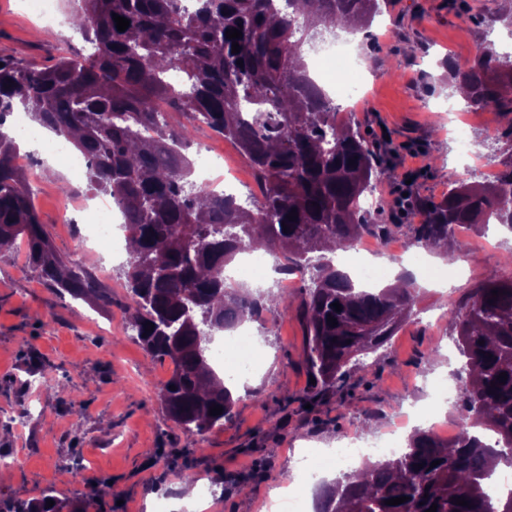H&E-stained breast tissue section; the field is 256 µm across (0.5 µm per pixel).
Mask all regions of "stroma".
Instances as JSON below:
<instances>
[{
	"mask_svg": "<svg viewBox=\"0 0 512 512\" xmlns=\"http://www.w3.org/2000/svg\"><path fill=\"white\" fill-rule=\"evenodd\" d=\"M0 0V55L52 63L87 47L79 30L60 31L78 0H55L56 22ZM382 12L353 44L362 75L361 98L345 120L364 131L380 162L376 195L384 210L371 221L389 225L388 243H414L419 211L397 208V193L437 201L450 184L481 183L477 170L460 173L451 136L459 119L442 105L453 96L450 65L467 66L503 24L487 25L486 0H380ZM45 157L24 173L57 253L86 269L100 294L75 298L46 285L27 264L25 248L0 252V451L18 460L0 480V497L27 501L45 490L82 512H156L177 500L186 477L223 476L215 504L205 512H264L267 500L289 484V452L336 448L357 432L385 431L411 403H426V380L457 385L463 359L449 324L427 325V313L446 301L466 304L473 289L505 271L512 231L472 225L456 243L454 262L435 253L433 268L447 288L422 287L414 315L383 348L359 355L358 365L335 388L319 391L305 364L306 336L297 310L277 318L262 311L252 329L275 320L266 333L261 365L235 389L233 417L195 433L169 420L158 391L172 372L170 360L151 357L130 327V297L121 277L127 254L91 245L79 252L81 223L65 222L61 185H74L68 166L45 175ZM53 378V387L41 384ZM251 484L239 490L236 479ZM106 479L104 494L90 483Z\"/></svg>",
	"mask_w": 512,
	"mask_h": 512,
	"instance_id": "35a3bbf8",
	"label": "stroma"
}]
</instances>
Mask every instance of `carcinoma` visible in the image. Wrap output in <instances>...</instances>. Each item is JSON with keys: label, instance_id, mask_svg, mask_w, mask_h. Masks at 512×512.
<instances>
[{"label": "carcinoma", "instance_id": "obj_1", "mask_svg": "<svg viewBox=\"0 0 512 512\" xmlns=\"http://www.w3.org/2000/svg\"><path fill=\"white\" fill-rule=\"evenodd\" d=\"M271 2L82 0L73 24L92 53L65 55L48 67L0 56V249L20 239L28 264L49 286L75 298L98 293L80 266L53 249L14 165L19 144L1 127L21 108L88 154L89 190L118 205L130 253L122 274L132 328L149 355L173 364L159 394L165 412L199 433L230 420L235 404L231 384L211 365L215 336L239 318L259 316L268 302L283 316L292 307L283 297L243 294L224 279V268L255 241L283 257L277 269L302 268L309 276L298 308L306 320L307 365L324 388L348 375L353 358L387 344L415 305L413 279L367 291L330 256L366 233H386L367 223L361 204L375 192L379 167L359 129L336 123L338 107L313 82L302 56L303 45L325 30L324 19L367 26L381 12L378 0H285L283 11ZM114 13L130 20L125 31L117 30ZM236 27L238 53L226 38ZM175 73L177 86L169 80ZM452 76L468 88L471 105L512 114V94L504 92L512 85V56L489 48L473 65L452 67ZM154 100L201 115L239 147L262 185L253 208L190 180L192 125L160 122ZM148 127L154 136L143 135ZM510 188L512 164L495 184L455 182L423 208L415 242L436 248L455 238L458 224L495 222L512 230V210L503 208ZM293 210L298 218L290 221ZM448 318L465 359L460 413L468 428L454 441L415 431L396 458L366 463L355 480L343 473L323 482L315 512H425L434 503L436 512H512V491L488 496L494 462L512 466V280L491 276L465 305L448 302ZM214 405L222 414L209 415ZM478 428L492 432L496 446L484 443ZM401 496L408 500L385 504ZM458 497L469 505L456 504ZM64 508L50 492L27 502L0 498V512Z\"/></svg>", "mask_w": 512, "mask_h": 512}]
</instances>
